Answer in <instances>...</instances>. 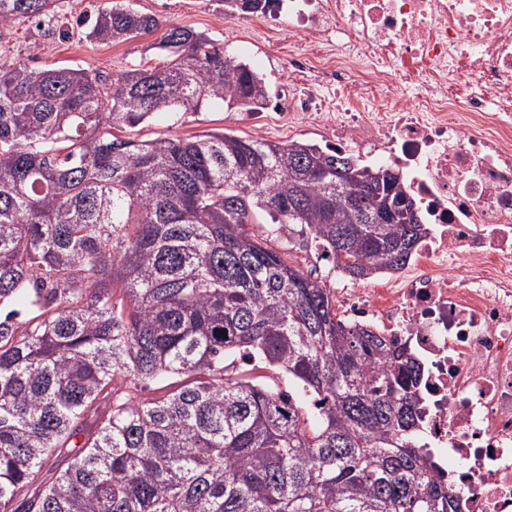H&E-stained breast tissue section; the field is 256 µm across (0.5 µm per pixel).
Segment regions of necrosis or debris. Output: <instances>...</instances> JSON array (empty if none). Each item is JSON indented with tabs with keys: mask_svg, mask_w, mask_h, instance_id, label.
<instances>
[{
	"mask_svg": "<svg viewBox=\"0 0 512 512\" xmlns=\"http://www.w3.org/2000/svg\"><path fill=\"white\" fill-rule=\"evenodd\" d=\"M288 115L386 165L429 233L397 279H337L352 323L406 337L461 512H512V0H282Z\"/></svg>",
	"mask_w": 512,
	"mask_h": 512,
	"instance_id": "obj_1",
	"label": "necrosis or debris"
}]
</instances>
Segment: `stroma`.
<instances>
[{
  "instance_id": "obj_1",
  "label": "stroma",
  "mask_w": 512,
  "mask_h": 512,
  "mask_svg": "<svg viewBox=\"0 0 512 512\" xmlns=\"http://www.w3.org/2000/svg\"><path fill=\"white\" fill-rule=\"evenodd\" d=\"M126 5L155 16L160 31L124 43H99L86 38L83 29H75L71 38L43 35L34 22L19 19L0 26V54L25 60L30 66L51 69L76 65L115 77L141 66H163L165 53L155 45L163 28L176 25L202 31L218 46L242 59L266 81L270 93L288 87V47H304V37H289L287 26L273 22L270 16L246 14L228 21L224 18V0H124ZM233 131L281 143L301 141L320 143L322 127L313 123L290 121L281 117L263 127L244 120L242 110L224 106H203L197 111L159 112L144 123L123 130V137L147 141L169 135L191 136L208 132Z\"/></svg>"
}]
</instances>
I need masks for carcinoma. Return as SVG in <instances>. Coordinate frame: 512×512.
I'll return each instance as SVG.
<instances>
[{
    "mask_svg": "<svg viewBox=\"0 0 512 512\" xmlns=\"http://www.w3.org/2000/svg\"><path fill=\"white\" fill-rule=\"evenodd\" d=\"M56 2L0 0V25L68 37ZM159 26L111 7L87 37ZM158 48L166 66L110 83L0 57V512H460L419 444L408 341L337 317L251 231L263 212L355 279L399 269L426 224L368 220L378 195L416 206L399 175L232 131L119 138L268 105L206 33L172 25Z\"/></svg>",
    "mask_w": 512,
    "mask_h": 512,
    "instance_id": "carcinoma-1",
    "label": "carcinoma"
}]
</instances>
